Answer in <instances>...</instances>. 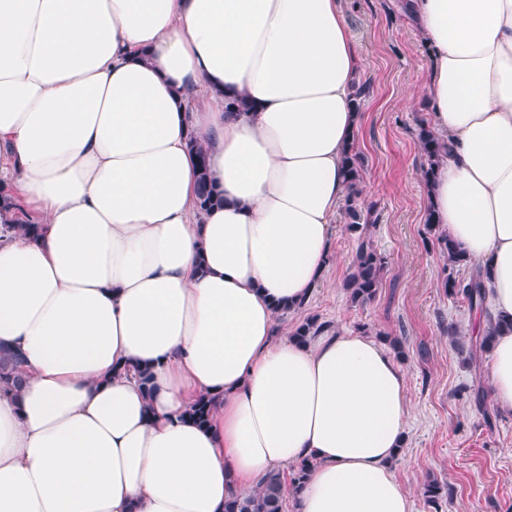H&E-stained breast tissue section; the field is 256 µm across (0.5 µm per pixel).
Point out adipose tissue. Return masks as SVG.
<instances>
[{"instance_id": "adipose-tissue-1", "label": "adipose tissue", "mask_w": 512, "mask_h": 512, "mask_svg": "<svg viewBox=\"0 0 512 512\" xmlns=\"http://www.w3.org/2000/svg\"><path fill=\"white\" fill-rule=\"evenodd\" d=\"M399 2L447 147L428 205L488 271L512 415V0ZM360 68L341 0H0V189L38 227L0 240V512H224L305 458L298 512H412L399 362L276 330L326 277ZM191 148L196 150L199 160L197 206L200 210L206 211L214 206L223 204L224 197L216 191L213 185L205 153L193 142H191ZM0 382L19 390L23 384L20 361L10 349L0 346Z\"/></svg>"}]
</instances>
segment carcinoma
<instances>
[{"label": "carcinoma", "instance_id": "obj_1", "mask_svg": "<svg viewBox=\"0 0 512 512\" xmlns=\"http://www.w3.org/2000/svg\"><path fill=\"white\" fill-rule=\"evenodd\" d=\"M418 145L424 158L421 173L426 179L444 151V145L437 139L432 129L424 124L420 125ZM191 148L196 150L199 160L197 206L206 211L223 204L224 197L213 185L205 153L194 143L191 144ZM343 164L350 184V191L345 198V215L348 218L346 230L358 235L359 239L353 272L350 274L346 288L349 291L351 303L363 305L375 298L381 285L385 261L365 238V225L370 223V218L369 214L365 213V206L361 200L360 185L363 180L364 158L357 146H351L345 153ZM425 229L434 236L440 254L445 259V267L454 268L467 263L460 246L440 231V225L434 222L433 212L430 210L426 212ZM443 288L448 295L465 299L471 307L487 310V293L481 267H475L471 275L464 279L453 276L451 272L447 273L443 280ZM328 328L330 325L318 322L315 317H309L294 329L291 336L305 341L308 337L317 336ZM0 382L16 390L23 384L17 355L3 346H0ZM211 410V401L203 396L192 406L190 418L197 425L204 426L210 420ZM310 470L311 462L303 460L290 467L287 478L278 470L270 471L261 478L252 492L238 496L225 504L224 512H283L285 485H290L294 491L300 490L308 479ZM453 493L454 489L451 485L440 483L435 479L427 480L422 487V495L426 501L435 506Z\"/></svg>", "mask_w": 512, "mask_h": 512}]
</instances>
